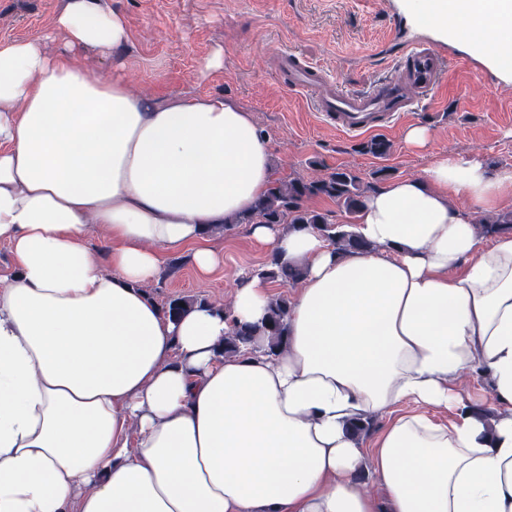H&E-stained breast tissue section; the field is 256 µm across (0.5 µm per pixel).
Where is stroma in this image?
Here are the masks:
<instances>
[{"instance_id":"stroma-1","label":"stroma","mask_w":512,"mask_h":512,"mask_svg":"<svg viewBox=\"0 0 512 512\" xmlns=\"http://www.w3.org/2000/svg\"><path fill=\"white\" fill-rule=\"evenodd\" d=\"M72 0H0V41L33 34L47 53L62 48L56 22ZM101 11L120 12L126 42L116 50L88 47L75 68L124 76L138 99L218 96L250 112L271 149L276 177L310 178L338 168L370 179L387 169L388 180L423 178L434 155L477 159L493 173L512 170V79L499 76L462 42L413 15L408 0H98ZM446 43L451 61L430 100L379 135L391 142L387 156L362 151L361 138L326 125L308 99L278 76L277 57L294 50L343 86L363 91L389 75L408 39ZM222 65H212L214 57ZM427 128L425 146L408 144L410 127ZM222 257L200 274L189 252H170L158 276L143 287L160 306L178 297L232 307L242 274L266 263L269 251L237 224L209 235Z\"/></svg>"}]
</instances>
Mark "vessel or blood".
I'll return each mask as SVG.
<instances>
[{
	"label": "vessel or blood",
	"instance_id": "obj_1",
	"mask_svg": "<svg viewBox=\"0 0 512 512\" xmlns=\"http://www.w3.org/2000/svg\"><path fill=\"white\" fill-rule=\"evenodd\" d=\"M448 65L446 54L426 43H408L393 76L368 91L353 92L292 50L280 55V70L293 90L309 94L316 112L331 126L359 136L390 126L417 110L437 88Z\"/></svg>",
	"mask_w": 512,
	"mask_h": 512
}]
</instances>
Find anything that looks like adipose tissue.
Wrapping results in <instances>:
<instances>
[{
    "mask_svg": "<svg viewBox=\"0 0 512 512\" xmlns=\"http://www.w3.org/2000/svg\"><path fill=\"white\" fill-rule=\"evenodd\" d=\"M440 23L502 67L512 19L451 0ZM57 24L56 54L0 43V243L16 262L0 288V512H512V231L485 242L473 222L512 196V170L434 156L366 198L350 227L364 252L252 225L306 276L276 355L228 356L232 325L264 322L271 280L243 277L231 315L174 319L142 286L170 251L218 266L206 232L270 187L266 140L224 99L140 100L75 68L78 50L124 43L119 12L74 0ZM477 372L491 423L462 387ZM377 413L379 498L353 432ZM467 385L471 388V391H480L482 399L477 400L475 407L479 410L488 409L492 410L496 408V405L490 400L491 394V379L488 374L472 376L467 379ZM484 410L480 412V416L488 423L496 418L497 414L494 411Z\"/></svg>",
    "mask_w": 512,
    "mask_h": 512,
    "instance_id": "ef3b65f1",
    "label": "adipose tissue"
}]
</instances>
